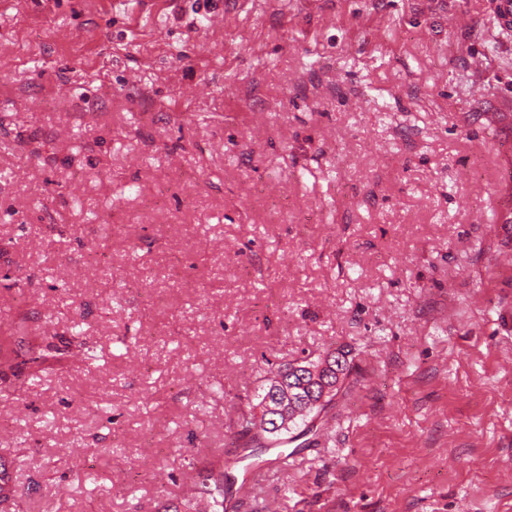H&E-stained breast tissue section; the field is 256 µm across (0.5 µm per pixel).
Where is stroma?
<instances>
[{
	"label": "stroma",
	"instance_id": "obj_1",
	"mask_svg": "<svg viewBox=\"0 0 512 512\" xmlns=\"http://www.w3.org/2000/svg\"><path fill=\"white\" fill-rule=\"evenodd\" d=\"M510 155L491 0H0V512H183L339 351L236 512H512ZM335 358L340 359V365H337V368L340 370V377H335L336 384L338 386L342 377H344L349 369L347 360L345 357L334 356ZM322 361V358H318L316 360L305 359L301 362L288 363L283 367H279L274 372H270L271 375L264 379V383L261 387V393L257 395L258 402L253 404H249L248 409L243 411L238 418L237 426L244 430L243 435L247 436L248 432L252 431V428L255 426L254 420L257 418L259 411L263 405V402L274 386V382L276 377L282 371H288V407H290L288 413V428H285L282 432L280 431L278 434H274L272 436L267 434V430L255 429L253 434L250 437V440L245 444V447H257V448H276L284 445H288V443L293 442L297 438L307 435L308 432H311L308 419L312 414H316L326 409V406L330 405L333 401V398L336 397L337 386L333 394L326 397L325 402L318 406L314 412H312L311 408H307L308 402L304 404L307 398H310L309 391L307 387H303V382L300 376L296 374L299 372L301 375L303 373L308 372L307 368H316ZM292 401L295 402L296 406H292ZM305 410V411H304ZM311 420V418H310ZM303 427V428H302ZM302 428L295 435L294 432Z\"/></svg>",
	"mask_w": 512,
	"mask_h": 512
}]
</instances>
